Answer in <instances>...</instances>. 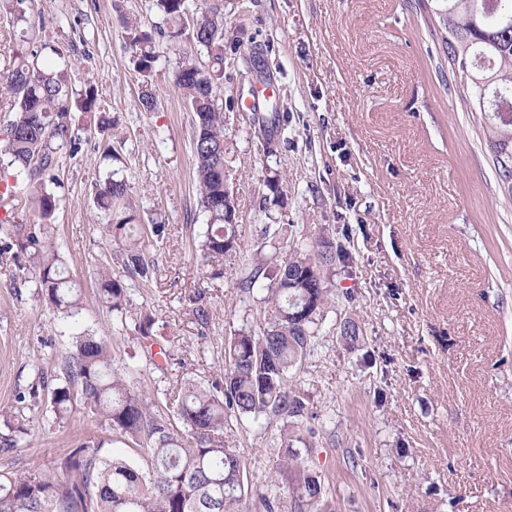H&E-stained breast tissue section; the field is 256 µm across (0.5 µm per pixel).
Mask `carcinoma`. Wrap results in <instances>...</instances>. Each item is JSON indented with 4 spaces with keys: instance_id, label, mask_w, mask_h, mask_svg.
Listing matches in <instances>:
<instances>
[{
    "instance_id": "obj_1",
    "label": "carcinoma",
    "mask_w": 512,
    "mask_h": 512,
    "mask_svg": "<svg viewBox=\"0 0 512 512\" xmlns=\"http://www.w3.org/2000/svg\"><path fill=\"white\" fill-rule=\"evenodd\" d=\"M440 14L429 16V28L441 41L444 58L456 77L463 105H480L487 90L512 99V0H444ZM165 26L150 33L129 23L130 47L136 67L150 76L155 61L154 36L178 45L185 20L192 19L196 45L207 53L201 63L185 55L174 76L175 85L193 112V158L201 207L208 215L201 244L203 259L236 255L237 227L226 211L234 206L230 187L224 186V113L216 105L215 87L224 78V9L212 5L190 11L188 0H156ZM0 94L8 98L13 118L0 127V158L9 159L26 174L27 191L34 202L30 224L0 225L6 240L0 255L23 259L37 279L41 295L63 318L81 309V293L50 235L58 200L47 184H54L60 157L52 147L76 149L69 104L71 93L63 72L48 63L42 67L23 55L0 70ZM485 139L495 152L497 172L512 199V128L486 115ZM95 202L108 216L105 229L118 245L126 272L143 281L153 272L143 239L161 238L163 224H142L140 236L131 234L137 219L122 180L97 185ZM345 260L342 245L326 236L312 248L296 244L276 267L273 309L268 326L259 334L243 330L224 350V384L206 388L188 380L173 382L157 396L136 390L114 367V357L101 336L76 337L66 356L59 383L31 388L12 409H1L7 427L28 433L25 411L39 404V390H47L55 419L81 401L94 422L112 434V442L138 447L147 454L139 468L121 457L99 453L104 441L84 443L57 464L64 480L31 481L0 471V512H238L244 495L242 460L225 440L232 419L273 413L292 419L279 465L293 477L291 512H332L324 480L303 465L294 443L303 442L300 418L305 403L288 387V375L305 358L318 332L328 289L323 267ZM102 302L117 317L126 314L132 286L112 277L109 266L95 269ZM152 314L141 313L135 325L137 342L150 365L159 366L153 353ZM30 405H25V399Z\"/></svg>"
}]
</instances>
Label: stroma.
I'll return each instance as SVG.
<instances>
[{
    "mask_svg": "<svg viewBox=\"0 0 512 512\" xmlns=\"http://www.w3.org/2000/svg\"><path fill=\"white\" fill-rule=\"evenodd\" d=\"M162 25L154 0H34L18 19L0 0V68L17 48L58 50L73 88L77 153L60 149L51 234L81 291L63 319L34 276L0 256V406L16 404L39 374L54 377L76 336L105 337L137 389L161 375L219 380L224 347L269 319V280L242 284L256 253L280 260L289 243L345 238L350 264L325 267L330 290L311 351L288 384L306 405L300 455L325 479L335 512H512V204L499 191L480 113L461 105L450 67L418 0H224V114L237 254L203 262L207 216L196 190L192 114L174 85L191 38L154 41L143 79L126 19ZM272 82L274 107L246 109ZM92 111L80 109L87 87ZM150 89L154 111L140 94ZM270 131L276 147L259 141ZM124 180L141 223L166 226L146 244L155 269L137 283L126 326L101 302L94 271L124 269L94 204L107 177ZM278 177L285 207L264 206ZM210 312L198 324L189 295ZM152 312L167 351L146 367L136 318ZM353 322L360 339L337 334ZM0 470L50 478L51 464L99 440L74 404L63 424L35 409ZM285 417L246 416L225 436L243 463L241 512L259 494L289 502L276 469Z\"/></svg>",
    "mask_w": 512,
    "mask_h": 512,
    "instance_id": "stroma-1",
    "label": "stroma"
}]
</instances>
